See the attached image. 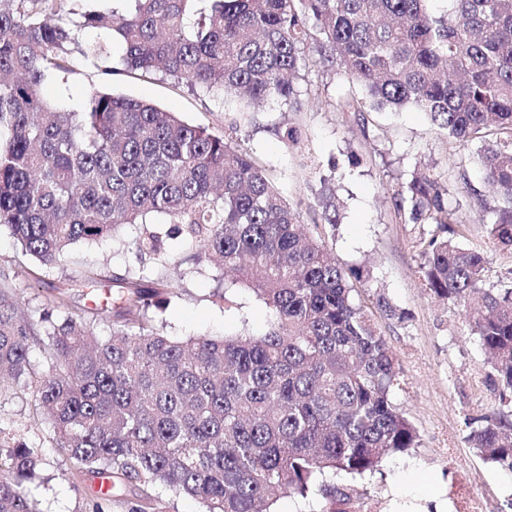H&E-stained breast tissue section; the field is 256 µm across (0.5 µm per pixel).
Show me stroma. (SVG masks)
Wrapping results in <instances>:
<instances>
[{
    "mask_svg": "<svg viewBox=\"0 0 512 512\" xmlns=\"http://www.w3.org/2000/svg\"><path fill=\"white\" fill-rule=\"evenodd\" d=\"M73 66L66 78L44 82L47 100L75 110L92 91L109 87L208 129L265 168L339 266L371 269L370 282L355 288L363 302L381 294L394 308L390 314L372 309L371 317L399 361L404 386L393 401L416 428L419 445L385 456L375 474L337 476L336 486L351 494L349 512H389L403 488L398 476L411 468L418 482L434 480L440 490L466 498L471 512H512V474L483 461L465 439L468 419L499 410L496 377L478 338L469 333L463 307L431 295L419 276L422 242L434 225L401 223L393 198L417 171L433 168L449 200L467 198L456 213L461 242L487 250L485 285L499 287L502 273L512 268V249L488 245L484 208L495 198L475 163L479 143L448 139L426 114L412 109L342 111L341 102L359 96L360 87L309 49L294 80L302 101L298 112L277 102L255 112L238 97L191 89L158 74L108 75L103 63L80 57ZM288 123L299 130L298 146L275 133ZM327 186L339 209L333 226L321 221L319 198ZM139 231L121 226L113 237L73 247L56 268L46 269L1 229L0 281H10L28 310H55L60 299L73 313L103 307L113 275L134 271L153 280L161 272L153 256L136 249ZM217 274L204 263L180 279L160 314L168 336L266 331L271 314L250 291L237 290L228 309L213 303ZM87 275L96 277L95 287L83 285ZM20 441L39 459L41 482L32 491L38 512H134L144 504L151 512H202L193 498L139 483H121L112 501L98 499L91 482L68 472L50 425L35 412L31 387L23 383L0 392V451Z\"/></svg>",
    "mask_w": 512,
    "mask_h": 512,
    "instance_id": "35a3bbf8",
    "label": "stroma"
}]
</instances>
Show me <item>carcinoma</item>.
Masks as SVG:
<instances>
[{"instance_id": "1", "label": "carcinoma", "mask_w": 512, "mask_h": 512, "mask_svg": "<svg viewBox=\"0 0 512 512\" xmlns=\"http://www.w3.org/2000/svg\"><path fill=\"white\" fill-rule=\"evenodd\" d=\"M47 2L0 0V227L51 269L74 245L166 216L196 243L179 261L186 273L203 263L232 273L215 300L250 290L274 320L261 336L173 340L152 298L178 283L149 287L126 273L114 278L128 291L102 335L106 309L20 313L1 283L0 389L34 383L65 464L87 479L159 485L205 512H272L282 495L316 487L346 503L324 478L372 474L386 454L419 443L392 400L403 387L398 360L355 298L351 280L364 270L337 266L264 168L224 138L108 89L66 111L41 87L72 73L76 56L108 60L107 46L79 38L107 29L128 71L296 106L292 77L311 48L360 86L344 111L411 108L459 143L481 142L477 163L497 191L487 236L512 247V0H445L443 12L434 0H127L77 20L47 13ZM395 201L411 223L439 228L423 241L420 277L466 309L500 405L512 406V269L501 287H483L487 252L442 236L456 209L434 172L413 176ZM135 245L167 263L148 228ZM42 336L39 374L29 353ZM467 426L477 454L512 473L508 416ZM38 470L20 443L0 453V512H34L24 484Z\"/></svg>"}]
</instances>
